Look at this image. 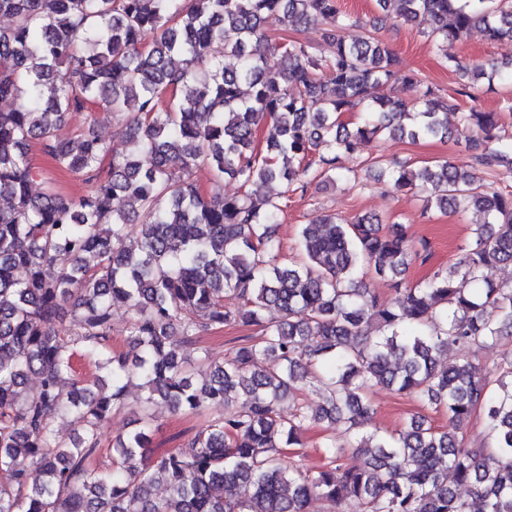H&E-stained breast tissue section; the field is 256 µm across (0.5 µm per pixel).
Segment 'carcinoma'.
Segmentation results:
<instances>
[{
    "label": "carcinoma",
    "mask_w": 512,
    "mask_h": 512,
    "mask_svg": "<svg viewBox=\"0 0 512 512\" xmlns=\"http://www.w3.org/2000/svg\"><path fill=\"white\" fill-rule=\"evenodd\" d=\"M375 2L376 27L427 19L422 34L439 51L476 26L512 45L506 0ZM0 15L12 19L0 27V99L21 101L0 111V196L10 200L0 208V512H307L314 498L340 512H469L458 486L481 512H512V382L469 358L512 336V284L484 275L512 264V140L494 134L500 113L461 109L467 84L415 103L382 94L417 75L374 35L347 41L357 19L338 0H0ZM270 18L293 37L272 40ZM310 25L321 42L303 37ZM254 41L269 52L254 56ZM446 61L468 82L512 85L511 55ZM94 105L129 115L122 142L106 143L94 120L74 139L57 135L67 113ZM450 112L461 129L485 132L465 163L390 161L375 174L425 194L428 208L484 215L447 272L411 286L402 276L426 260V245L401 224L327 216L302 227L293 260L276 244L281 198L223 193L226 177L303 195L316 178L354 182L342 157L362 142L444 139ZM34 144L93 183L90 194L66 198L46 181L33 195ZM200 165L214 173L208 193L191 179ZM364 271L397 297L362 287ZM228 292L240 300L233 310ZM117 303L129 312L124 350L111 334ZM229 323L258 335L223 361L196 351L208 367L197 382L188 346ZM450 343L464 356L443 366ZM79 352L108 370V385L76 375ZM30 375L34 393L23 387ZM134 379L140 418L112 441L111 463L97 465L101 430ZM378 385L446 412L448 428L413 417L389 435L361 432ZM305 387L325 404L299 403ZM160 401L203 422L154 455ZM480 405L489 448L459 436ZM53 418L74 436L60 439ZM312 423L345 427L347 442L326 436L320 467H283ZM346 447L363 460L345 463ZM33 469L41 481H30ZM160 483L165 496L154 495ZM237 486L246 493H225Z\"/></svg>",
    "instance_id": "cac0c4a2"
}]
</instances>
